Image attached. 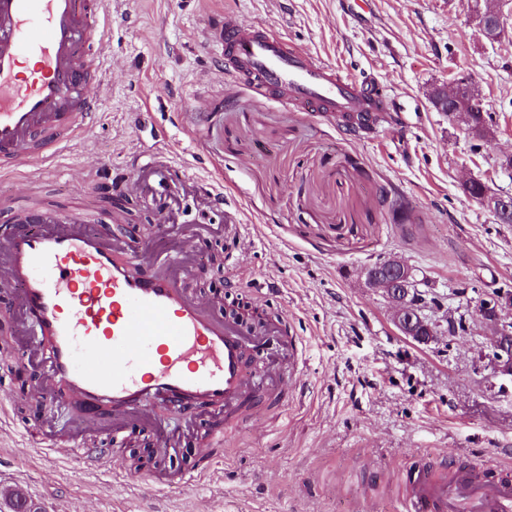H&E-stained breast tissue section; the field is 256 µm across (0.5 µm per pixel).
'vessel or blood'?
Masks as SVG:
<instances>
[{"mask_svg": "<svg viewBox=\"0 0 512 512\" xmlns=\"http://www.w3.org/2000/svg\"><path fill=\"white\" fill-rule=\"evenodd\" d=\"M104 22L103 0H0V171L51 157L93 121ZM215 44L226 73L262 95L348 122L386 116L379 88L259 23L225 13ZM30 57L39 75L20 81L18 67ZM139 169V177H115V192L188 179L158 152ZM0 253V279L16 292L18 324L32 330L34 350L48 361L47 407L74 401L92 424L102 413L112 415L111 446L69 444L70 455L93 468H109L121 458L126 417L140 414L156 396L177 411L223 410V427L204 446L224 445L249 413L281 393L279 386L259 385L243 355L245 343L259 334L283 337L289 365L298 362L300 339L291 335V322L258 332L220 315L184 288L175 271L181 257L158 263L146 252L108 242L80 213L30 208L0 225ZM400 512H512V470L485 463L415 465L405 473Z\"/></svg>", "mask_w": 512, "mask_h": 512, "instance_id": "1", "label": "vessel or blood"}]
</instances>
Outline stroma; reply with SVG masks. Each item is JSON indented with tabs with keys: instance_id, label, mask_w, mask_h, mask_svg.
<instances>
[{
	"instance_id": "obj_1",
	"label": "stroma",
	"mask_w": 512,
	"mask_h": 512,
	"mask_svg": "<svg viewBox=\"0 0 512 512\" xmlns=\"http://www.w3.org/2000/svg\"><path fill=\"white\" fill-rule=\"evenodd\" d=\"M108 13L99 115L46 162L0 173V216L34 204L84 213L92 230L145 231L160 201L173 202L154 255L190 241L185 280L216 311L248 303L288 316L301 338L282 406L254 416L195 486L149 492L143 470L121 459L93 470L64 451L34 450L44 439H89L70 404L43 408L32 380L47 361L31 356L26 330L10 333L0 370V495L21 488L42 512H398L407 464L512 463V381L490 359L493 329L479 312L512 294V224L465 191L487 182L512 194V0H104ZM497 7L505 33L491 43L475 25ZM264 24L321 62L376 80L404 107L403 121L377 133L335 117L230 88L212 45L224 12ZM473 76L496 127L474 151L466 132L428 93ZM168 153L194 178L218 181L239 207L236 236L223 214L186 184L139 197L115 195L114 175L139 155ZM126 213L121 224L109 214ZM398 256L430 297L423 313L437 334L405 338L384 293L364 270ZM462 330L449 335L448 323ZM220 419L186 417L152 402L127 420L125 445L176 443L169 470L197 465L195 446Z\"/></svg>"
}]
</instances>
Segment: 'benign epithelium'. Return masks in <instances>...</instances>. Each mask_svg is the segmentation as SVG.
I'll use <instances>...</instances> for the list:
<instances>
[{"label":"benign epithelium","instance_id":"1","mask_svg":"<svg viewBox=\"0 0 512 512\" xmlns=\"http://www.w3.org/2000/svg\"><path fill=\"white\" fill-rule=\"evenodd\" d=\"M504 20L496 10H484L477 16L479 34L488 42L498 41L504 34ZM429 97L434 106L448 112V120L464 128L472 141L482 142L489 136L486 124L473 121L471 113L482 109L478 97L477 83L469 75L456 78L453 85L435 87ZM481 204L495 216L506 219L512 215V195L485 190L479 196ZM383 273L373 270L366 276L368 287L384 292L397 303L394 324L400 333L420 344H427L432 337L416 333L415 326L426 325V320L412 303L413 288L416 286L413 270L396 256H389L379 262ZM512 306V296L499 294L494 303L480 306L482 319L494 326L497 339L493 345L498 373L512 377V323L503 316V311Z\"/></svg>","mask_w":512,"mask_h":512}]
</instances>
